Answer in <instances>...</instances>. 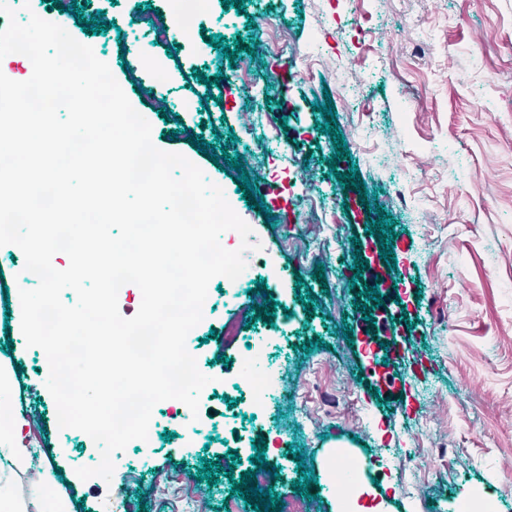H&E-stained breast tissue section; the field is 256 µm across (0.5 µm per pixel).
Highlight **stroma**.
<instances>
[{
	"instance_id": "1",
	"label": "stroma",
	"mask_w": 512,
	"mask_h": 512,
	"mask_svg": "<svg viewBox=\"0 0 512 512\" xmlns=\"http://www.w3.org/2000/svg\"><path fill=\"white\" fill-rule=\"evenodd\" d=\"M9 3L19 22L39 16L92 47L150 123L154 146L185 156L223 189L281 273L266 291L291 312L279 327L248 321L262 295L225 300L217 290L223 279L214 277L191 331L197 367L215 379L198 414L179 401L157 403L149 446L133 441L114 453L111 481L83 480L77 468L97 465L99 451L86 433L54 420L47 356L21 331L25 258L17 246L0 247V351L24 367L13 399L26 433L40 435L39 463L60 467L70 512H137L142 500L147 512H226L231 485L197 481L201 460L218 455L243 474L259 435L280 474L279 498L295 495L294 452L312 460L318 487L310 512H408L412 500L456 512L474 490L493 512H512V0H247L241 15L204 0L185 18L174 0H90L89 12H104L110 25L97 35L84 33L72 13L50 9V0ZM146 3L186 29L178 52L135 22ZM211 34L259 49L232 65L208 45ZM138 63L148 78L133 79ZM200 68L224 73L225 82L199 83ZM258 79L274 91L252 105ZM328 99L350 152L339 173L358 167L396 232L392 278L411 329L393 360L395 394L382 401L358 380L368 369L362 341L343 338V319L355 312L350 239L368 244V210L329 174L334 144L315 127ZM164 108L174 121H163ZM169 130L176 138H166ZM219 133L235 135L228 151L263 185L265 213L248 208L233 179L188 141L194 134L211 143ZM318 197L331 200L332 223L323 222ZM320 265L321 282L312 277ZM299 276L317 296L314 316L296 300ZM230 322L273 342L269 380L281 394L257 422L221 396L216 357L238 354L222 335ZM316 338L322 347L302 351ZM228 417L240 435L231 448L238 465L226 457ZM166 431L172 440H163ZM337 448L349 449L363 473L343 496L332 485Z\"/></svg>"
}]
</instances>
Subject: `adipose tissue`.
I'll use <instances>...</instances> for the list:
<instances>
[{
    "instance_id": "ef3b65f1",
    "label": "adipose tissue",
    "mask_w": 512,
    "mask_h": 512,
    "mask_svg": "<svg viewBox=\"0 0 512 512\" xmlns=\"http://www.w3.org/2000/svg\"><path fill=\"white\" fill-rule=\"evenodd\" d=\"M11 390L12 374L0 363V412L6 415L0 421V512H69L66 498L56 488L55 475L47 467L35 470L37 493L19 505L11 503L17 476L33 470V453L23 437L25 417L8 409Z\"/></svg>"
}]
</instances>
